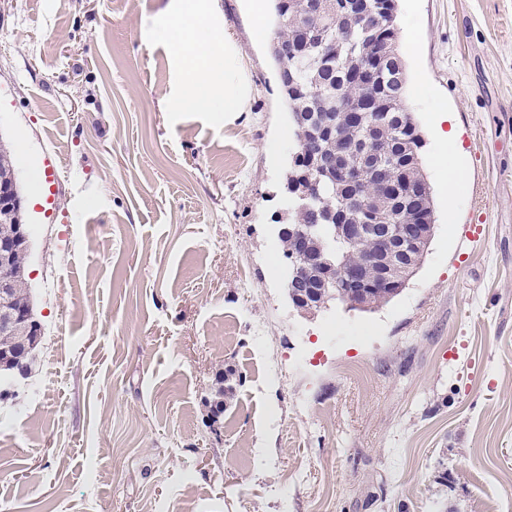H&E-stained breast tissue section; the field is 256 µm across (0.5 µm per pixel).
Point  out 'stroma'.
<instances>
[{
	"instance_id": "35a3bbf8",
	"label": "stroma",
	"mask_w": 512,
	"mask_h": 512,
	"mask_svg": "<svg viewBox=\"0 0 512 512\" xmlns=\"http://www.w3.org/2000/svg\"><path fill=\"white\" fill-rule=\"evenodd\" d=\"M174 5L0 0V143L26 147L42 327L29 378L0 397V512H497L512 499V0H397L435 234L389 303L305 317L271 254L295 141L270 44L248 0H207L246 106L172 111ZM443 154L463 174L452 195Z\"/></svg>"
}]
</instances>
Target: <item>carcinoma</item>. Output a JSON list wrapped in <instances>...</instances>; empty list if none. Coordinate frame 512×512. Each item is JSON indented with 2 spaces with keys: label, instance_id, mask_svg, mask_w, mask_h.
<instances>
[{
  "label": "carcinoma",
  "instance_id": "carcinoma-1",
  "mask_svg": "<svg viewBox=\"0 0 512 512\" xmlns=\"http://www.w3.org/2000/svg\"><path fill=\"white\" fill-rule=\"evenodd\" d=\"M383 10L369 4L367 22L340 19L336 0H275L277 30L273 38L272 56L280 68L290 75L282 84L288 106L292 136L296 147L304 148L311 133L317 134L312 153L293 159L288 165L285 189L288 193L287 220L302 224L315 238L324 261L353 267L361 265L366 256L381 246L380 235L369 226L384 224H415L424 213L427 223H435L432 198L414 205L397 206L379 193L384 181L397 183L407 177L416 185H427L420 150L423 135L406 107L407 74L398 51L395 32V0H383ZM343 36L336 51L325 46ZM391 57L400 68L399 79L379 75V81L365 86L353 74L363 64H371L381 55ZM378 99L376 110L365 112L358 120L337 109V102L361 103ZM348 159L361 180V191L368 203L353 210L346 209L352 189L336 178L328 163ZM312 166V182L299 179L300 170ZM10 152L0 147V183L14 177ZM343 213L349 224H361L365 236L354 241L332 238L325 225L316 223L315 213ZM28 247L16 249L13 258L14 304L30 302L25 289L24 259ZM399 295L396 288H377L367 302L374 310ZM36 347L26 348L24 338L0 331V362L10 358L30 367Z\"/></svg>",
  "mask_w": 512,
  "mask_h": 512
}]
</instances>
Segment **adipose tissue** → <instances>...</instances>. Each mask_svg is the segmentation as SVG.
Listing matches in <instances>:
<instances>
[{
  "label": "adipose tissue",
  "instance_id": "adipose-tissue-1",
  "mask_svg": "<svg viewBox=\"0 0 512 512\" xmlns=\"http://www.w3.org/2000/svg\"><path fill=\"white\" fill-rule=\"evenodd\" d=\"M172 49L183 64L182 93L177 111L240 112L249 87L237 67L231 38L213 26L209 9L199 0H185L169 27Z\"/></svg>",
  "mask_w": 512,
  "mask_h": 512
}]
</instances>
